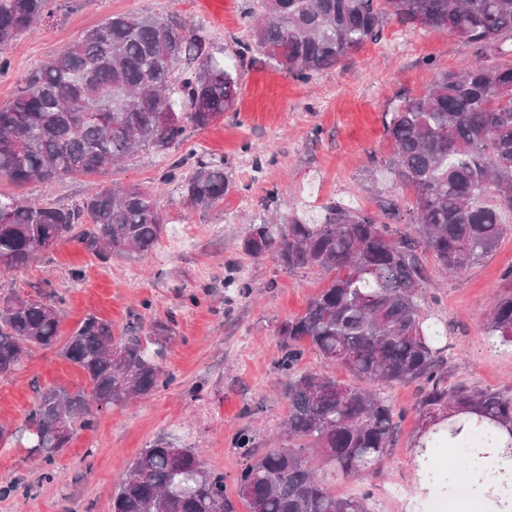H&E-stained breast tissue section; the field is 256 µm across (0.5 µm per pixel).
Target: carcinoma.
<instances>
[{
    "label": "carcinoma",
    "mask_w": 512,
    "mask_h": 512,
    "mask_svg": "<svg viewBox=\"0 0 512 512\" xmlns=\"http://www.w3.org/2000/svg\"><path fill=\"white\" fill-rule=\"evenodd\" d=\"M248 0L244 20L256 48L306 83L376 38L387 18L412 28L449 30L467 42L503 49L512 39V0ZM48 0H0V73L4 48L48 14ZM179 62L194 76H175ZM239 80L216 58L210 39L171 17L126 13L87 31L25 81L0 106V178L49 188L66 176L95 177L137 151L179 146L187 127L202 130L236 100ZM393 154L385 167L412 198L373 215L331 204L321 221L297 212L276 223L251 224L247 255L274 256L289 269L334 273L305 311L283 322L278 368L288 379L282 446L258 453L244 428L234 448L244 459L237 496L249 512H370L373 492L336 493L335 480L358 477L393 446L403 412L383 388L415 383L417 411L432 421L452 408L480 411L512 432V385L477 388L456 376L447 331L428 324L422 254L455 274L494 252L512 233V65L483 60L461 73L434 77L386 121ZM179 161L165 181L185 204L209 210L224 200V161ZM406 211L415 235L388 221ZM164 231L154 192L138 186L99 190L78 206L34 204L0 193V257L26 267L68 239L108 261L149 254ZM63 300L0 293V377L20 371L36 350L61 347L86 383L43 391L28 417L29 452L52 464L106 407L147 397L168 383L157 356L173 321L147 335L115 334L112 323L87 316L60 336ZM488 338L512 343V290L498 296L484 324ZM306 340L327 362L358 381L299 372ZM111 512H235L224 474L208 470L196 450L166 439L143 449L112 492Z\"/></svg>",
    "instance_id": "1"
}]
</instances>
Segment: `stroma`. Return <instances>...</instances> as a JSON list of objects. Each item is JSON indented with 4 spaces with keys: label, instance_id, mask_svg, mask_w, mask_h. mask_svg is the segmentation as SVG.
Segmentation results:
<instances>
[{
    "label": "stroma",
    "instance_id": "35a3bbf8",
    "mask_svg": "<svg viewBox=\"0 0 512 512\" xmlns=\"http://www.w3.org/2000/svg\"><path fill=\"white\" fill-rule=\"evenodd\" d=\"M245 0H50L49 17L7 50L10 67L0 73V104L11 101L26 77L60 55L85 31L108 17L142 12L175 15L186 28L207 30L225 64L235 69L241 94L208 128L188 130L179 147L141 151L104 176L66 177L52 187L15 186L0 178V191L36 203L81 204L97 189L138 185L155 192L165 219L161 247L185 244L167 258L103 263L75 243L63 241L27 267L0 270V292L63 298L61 331L70 334L90 315L110 321L116 334L148 329L173 319V333L160 365L170 382L126 407L100 411L92 429L79 432L45 465L25 446L10 442L0 455V486L16 485L0 499V512H111L112 491L133 460L160 438L195 448L205 467L222 472L235 498L243 460L232 446L239 430L258 437L261 450L284 441L288 413L279 326L304 311L324 288L329 273L290 270L270 256L253 258L241 249L250 224L303 211L319 218L335 201L380 214L386 202H402L408 190L381 177L391 156L387 112L421 95L437 74L459 72L489 58L484 48L451 32L409 30L390 19L376 41L315 75L295 80L259 51L239 55L248 37ZM224 161L229 191L223 202L201 212L187 208L164 177L188 154ZM426 309L448 326L449 361L458 375L479 387L512 383V348H489L484 321L494 298L512 286V234L489 257L455 276L425 257ZM81 279H73V272ZM241 278L248 295L228 288ZM83 377L59 349L40 350L24 369L0 379V426L22 428L36 391L73 389ZM406 416L383 461L337 493L374 492L373 512H404L413 487L412 444L421 428L414 410L416 388L384 391Z\"/></svg>",
    "mask_w": 512,
    "mask_h": 512
}]
</instances>
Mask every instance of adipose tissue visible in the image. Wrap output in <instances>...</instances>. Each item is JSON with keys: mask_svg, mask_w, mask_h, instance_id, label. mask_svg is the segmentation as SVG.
I'll return each instance as SVG.
<instances>
[{"mask_svg": "<svg viewBox=\"0 0 512 512\" xmlns=\"http://www.w3.org/2000/svg\"><path fill=\"white\" fill-rule=\"evenodd\" d=\"M485 424V419L475 412L452 409L439 413L420 429L414 444L424 447L425 452L414 455L413 469L418 473L431 471L432 477L418 480L417 495L445 494L448 512H512V501L505 500L502 488L503 481L512 482V433L508 430H498L494 442L475 454L479 475L470 479L467 495H459L442 481L448 472L447 452L458 444L449 435V428L460 426L470 432Z\"/></svg>", "mask_w": 512, "mask_h": 512, "instance_id": "obj_1", "label": "adipose tissue"}]
</instances>
